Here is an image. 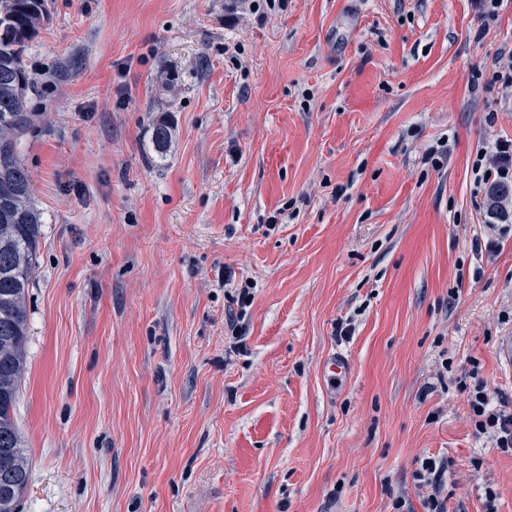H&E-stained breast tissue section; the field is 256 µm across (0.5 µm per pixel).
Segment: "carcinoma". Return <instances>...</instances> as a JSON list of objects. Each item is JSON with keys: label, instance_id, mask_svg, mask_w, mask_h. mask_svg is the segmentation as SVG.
I'll list each match as a JSON object with an SVG mask.
<instances>
[{"label": "carcinoma", "instance_id": "obj_1", "mask_svg": "<svg viewBox=\"0 0 512 512\" xmlns=\"http://www.w3.org/2000/svg\"><path fill=\"white\" fill-rule=\"evenodd\" d=\"M45 17V0H0V512H20L31 480L15 406L26 368V290L42 224L18 141L30 125L27 95L36 84L23 56ZM152 140L157 152L167 150L172 132L165 120L154 124Z\"/></svg>", "mask_w": 512, "mask_h": 512}]
</instances>
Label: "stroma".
I'll list each match as a JSON object with an SVG mask.
<instances>
[{"instance_id":"35a3bbf8","label":"stroma","mask_w":512,"mask_h":512,"mask_svg":"<svg viewBox=\"0 0 512 512\" xmlns=\"http://www.w3.org/2000/svg\"><path fill=\"white\" fill-rule=\"evenodd\" d=\"M46 8L20 512H425L426 457L449 512L489 489L512 512L468 405L480 380L512 397V203L472 195L477 150L512 138V2ZM445 462L427 457L421 460L420 467L414 474L419 488H430L431 492L424 499L426 512H447L448 499L442 498L439 492L441 479L446 471Z\"/></svg>"}]
</instances>
